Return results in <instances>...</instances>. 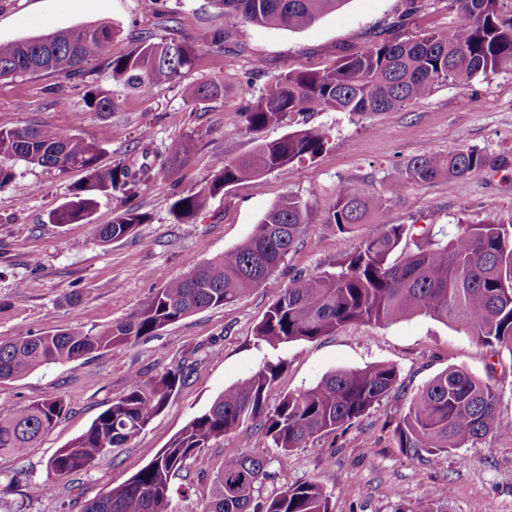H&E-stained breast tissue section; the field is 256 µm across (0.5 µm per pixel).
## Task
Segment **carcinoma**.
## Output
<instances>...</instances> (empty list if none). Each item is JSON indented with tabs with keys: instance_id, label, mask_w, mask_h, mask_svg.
<instances>
[{
	"instance_id": "obj_1",
	"label": "carcinoma",
	"mask_w": 512,
	"mask_h": 512,
	"mask_svg": "<svg viewBox=\"0 0 512 512\" xmlns=\"http://www.w3.org/2000/svg\"><path fill=\"white\" fill-rule=\"evenodd\" d=\"M212 2L220 13L251 24L299 30L345 0ZM500 2L451 0L458 20L446 31H427L406 40L383 37L323 70L286 73L245 106L247 131L258 134L292 112H382L423 96L435 83L466 86L479 75L512 69V21L502 17ZM119 33L120 26L102 22L0 42V78L39 73L65 79L79 76L103 58ZM195 53V46L184 39H157L148 33L138 37L129 54L109 59L107 69L112 80L147 94L158 82L179 80ZM83 101L87 112L116 108L111 98L92 90ZM327 143L328 133L312 127L262 140L248 158L217 162L206 191L173 203L176 223H193L208 200L231 185L271 171L289 174L295 163L317 157ZM191 149L189 139L172 142L168 168L184 163ZM0 156L62 173L72 169L86 173L72 199L49 215L52 224L88 222L98 195L131 196L150 173L145 165L136 169L123 162L103 169L95 143L52 127L0 130ZM487 162L483 152L463 147L446 156L414 159L406 176L410 181L451 185L481 171ZM381 205L382 200H368L346 186L339 190L325 223L349 233L371 208ZM145 220V214L128 207L116 213L112 223L98 225L96 239L109 244L127 238ZM311 223L308 204L286 198L240 246L167 282L134 313L103 331L71 327L0 340V382L110 351L117 344L135 343L197 311L235 303L265 283ZM396 251L400 255L393 260ZM415 315L463 330L495 355L505 349L512 356V225L459 224L445 239L424 234L411 243L402 224H385L380 232L367 229L360 246L341 258L335 271L293 280L256 327L255 338L276 348L326 336L351 323L381 325ZM282 366L281 361L267 363L226 388L147 466L89 503L84 512H168L172 479L189 460L206 471L202 450L224 433L250 421L276 447L302 448L318 436L352 425L400 389L399 373L391 365L337 370L306 389L285 394L271 408L267 395ZM185 378L181 369L150 380L132 376L124 395L113 400L84 434L50 457L48 473L61 478L85 471L111 449L126 444L163 409ZM499 400L495 385L450 367L411 400L395 427L399 447L419 457L450 454L489 434L512 441V427L500 418ZM66 411L61 397L50 396L12 415H0V455H24ZM265 467L262 460L247 456L224 458L204 512H328L326 495L314 480L258 499L256 492L267 478Z\"/></svg>"
}]
</instances>
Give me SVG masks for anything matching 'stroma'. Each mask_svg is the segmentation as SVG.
Instances as JSON below:
<instances>
[{
    "label": "stroma",
    "mask_w": 512,
    "mask_h": 512,
    "mask_svg": "<svg viewBox=\"0 0 512 512\" xmlns=\"http://www.w3.org/2000/svg\"><path fill=\"white\" fill-rule=\"evenodd\" d=\"M421 5L410 15L407 0H345L311 26L288 30L220 15L210 0H164L158 16L146 12L142 0H0L2 42L111 20L122 27L107 51L112 58L127 54L140 32H175L197 47L181 82L155 85L147 95L112 82L99 62L72 81L50 74L0 79V129L55 127L96 143L102 167L123 161L152 168L133 200L119 193L99 196L89 223L60 225L48 217L71 199L83 172L0 158V165L14 171L0 188V339L73 324L105 329L167 281L242 244L282 199L307 202L314 216L278 269L234 304L194 313L137 343L0 382V415L52 395L68 406L24 456H0V512H82L88 501L144 468L225 388L278 360L283 368L269 394L273 403L333 371L377 364L398 370L401 389L348 429L303 448L274 447L249 422L227 432L204 451L206 476L190 465L173 479L169 512H203L213 476L234 455L266 462L260 488L265 497L318 481L329 512H512V441L489 435L453 455L416 458L399 448L391 428L411 399L450 367L491 380L500 392L501 420L512 424V354L491 356L472 336L424 315L378 326L351 324L275 349L255 337L256 326L294 278L334 270L359 246L362 229L342 234L324 221L344 186L382 199L369 223L402 224L416 235L449 234L460 224H512V70L478 76L464 87L434 85L424 97L388 112L292 113L261 136L244 129L243 106L285 73L323 69L336 57L361 51L385 28L407 38L448 29L457 20L449 0ZM217 29L224 32L220 50L210 44ZM213 82L223 86L222 95L191 100L184 93ZM90 89L112 97L118 109L85 111L83 96ZM312 126L329 132L319 156L295 164L285 176L269 172L234 184L194 223H175L174 201L204 188L216 160L247 156L258 139ZM187 136L195 143L188 162L175 173L163 171L168 146ZM465 146L487 154L489 166L451 185L407 181L411 159ZM395 182L404 188L394 196L387 188ZM130 204L146 214V223L133 236L98 243L96 226ZM179 367L185 381L141 433L89 470L54 480L53 494L39 493L49 481L48 459L126 392L131 375L158 378Z\"/></svg>",
    "instance_id": "obj_1"
}]
</instances>
